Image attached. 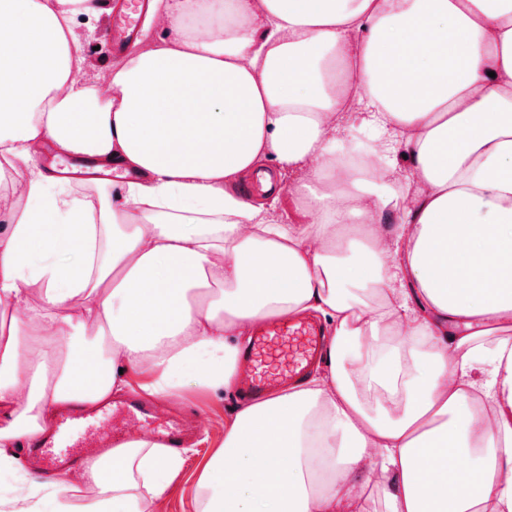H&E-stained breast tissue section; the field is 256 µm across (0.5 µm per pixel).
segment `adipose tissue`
Listing matches in <instances>:
<instances>
[{
  "label": "adipose tissue",
  "mask_w": 512,
  "mask_h": 512,
  "mask_svg": "<svg viewBox=\"0 0 512 512\" xmlns=\"http://www.w3.org/2000/svg\"><path fill=\"white\" fill-rule=\"evenodd\" d=\"M99 12L0 0V468L132 371L232 389L258 322L317 312L323 373L226 421L196 512H512V0H157L101 83ZM47 140L138 177L46 194ZM270 160L302 223L235 192ZM180 466L134 436L23 512H145Z\"/></svg>",
  "instance_id": "ef3b65f1"
}]
</instances>
